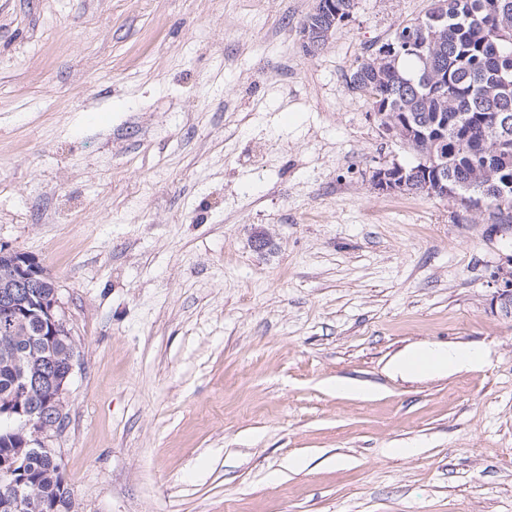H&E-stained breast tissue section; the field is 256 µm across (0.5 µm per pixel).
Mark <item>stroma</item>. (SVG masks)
<instances>
[{
    "label": "stroma",
    "mask_w": 512,
    "mask_h": 512,
    "mask_svg": "<svg viewBox=\"0 0 512 512\" xmlns=\"http://www.w3.org/2000/svg\"><path fill=\"white\" fill-rule=\"evenodd\" d=\"M430 4L313 52L314 0H0V246L72 332L77 512H512V231L375 190L417 156L345 81ZM451 344L482 364L392 370ZM492 286L496 292L493 295V307L501 316L512 318V256L506 260V265L497 267L493 274Z\"/></svg>",
    "instance_id": "stroma-1"
}]
</instances>
